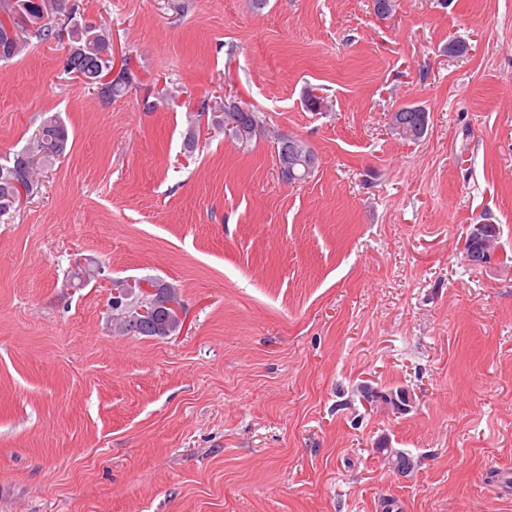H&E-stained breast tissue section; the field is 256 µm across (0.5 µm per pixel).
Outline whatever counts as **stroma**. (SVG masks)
I'll return each mask as SVG.
<instances>
[{
    "instance_id": "1",
    "label": "stroma",
    "mask_w": 512,
    "mask_h": 512,
    "mask_svg": "<svg viewBox=\"0 0 512 512\" xmlns=\"http://www.w3.org/2000/svg\"><path fill=\"white\" fill-rule=\"evenodd\" d=\"M75 2L134 80L88 91L65 35L0 62V155L46 112L71 141L0 223V512H512V0ZM222 95L265 137L184 156ZM412 103L416 141L388 125ZM280 133L317 151L306 183ZM77 257L104 272L65 287ZM145 276L179 288L180 335L112 334V278ZM201 112L196 113H190L187 116V127L186 131L183 136V150H185V153L192 154L195 152L199 137H200V120L203 115H205L206 111L212 109L209 105V101L206 102V100L201 104ZM288 136H292V135H288ZM292 137L295 138V141L299 145L308 147L307 141H305L302 138L297 137V136H292ZM296 142H293V141L286 142L284 144L283 148L281 149V154L283 156V159H282L283 165L281 166L280 174H281V170H283L284 173L288 175L289 168L290 169L292 168V165L294 164V162L296 163L299 161L304 164L307 172H313L314 169L316 168L317 157L315 155L313 148L309 145V147L304 155L305 160H300L298 158L297 151H296V148H297ZM306 176L301 179L292 180L290 175H288V182L289 183L304 182ZM497 229L492 224H476L471 229V238L476 241L475 248L466 258L472 266H484L491 262L494 255V242ZM361 391L363 393V401L367 404L371 402L374 405L384 403L383 406L393 408L397 413L405 414L409 412L413 404L412 397L408 392L398 395L395 393L389 394L378 388H373L371 385H363Z\"/></svg>"
}]
</instances>
